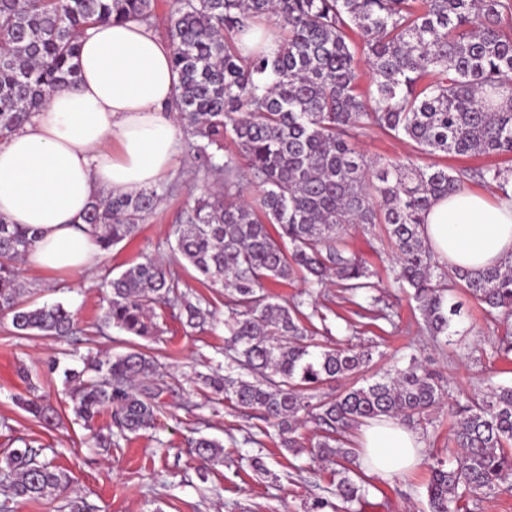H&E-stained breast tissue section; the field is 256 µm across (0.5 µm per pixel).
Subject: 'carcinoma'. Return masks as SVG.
<instances>
[{"mask_svg": "<svg viewBox=\"0 0 512 512\" xmlns=\"http://www.w3.org/2000/svg\"><path fill=\"white\" fill-rule=\"evenodd\" d=\"M155 0H0V137L29 121L56 87L73 85L78 41L96 23L137 20L153 26ZM265 41L245 55L238 36L260 23ZM171 66L179 84L170 104L187 135L196 173H224L173 227L174 254L204 287L222 288L228 334L224 374L203 377L216 400L259 413L292 449L306 423L321 428L312 455L336 466L334 500L315 497L305 512H353L368 489L349 467L346 434L381 416L420 425L448 401L457 456L424 459L428 512H471L512 473V386L491 383L477 397L452 396L410 354L360 386L346 381L372 361L368 347L321 343L326 321L311 288L332 281L356 297L375 288L374 273L347 248L352 224H381L391 246L394 284L416 303L423 330L448 338V282L482 306L489 321L512 319V256L483 270L438 263L423 237L431 204L471 181L509 198L512 167L422 166L415 156L368 157L354 142L374 129L427 156L512 153V0H173L168 14ZM369 71L360 82V63ZM236 149L224 152V140ZM174 186L95 199L86 215L101 250L134 237ZM35 240L0 217V319L16 336L62 339L76 333L72 312L35 304L17 262ZM299 275L309 289L283 304L270 283ZM102 324L130 336L165 332L164 312L204 328L216 311L202 294L180 288L157 258L109 283ZM161 363L136 346L64 368L74 414L87 425L103 413L100 448H119L155 427ZM341 390L321 396L325 385ZM49 427L55 409L36 395L17 398ZM0 458V486L12 500L53 503L72 477L19 439ZM200 460L224 462V444L198 436Z\"/></svg>", "mask_w": 512, "mask_h": 512, "instance_id": "1", "label": "carcinoma"}]
</instances>
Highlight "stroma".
Masks as SVG:
<instances>
[{
    "mask_svg": "<svg viewBox=\"0 0 512 512\" xmlns=\"http://www.w3.org/2000/svg\"><path fill=\"white\" fill-rule=\"evenodd\" d=\"M187 156H180L166 184L174 195L142 224L138 234L101 253L84 273L74 276L27 267L24 276L37 303L65 302L73 313L83 340L70 345L41 336H17L0 325V451L18 438L36 442L46 459L71 472L78 496L95 505L96 512H303L304 504L327 495L335 481L332 466L315 462L308 445L313 428L301 431L303 449L285 448L275 430L249 411L214 400L209 389L196 384V374L211 373L224 363L226 334L223 324L205 329L166 321L161 336L139 340L140 349L157 357L168 376L158 398L160 414L155 429L133 437L122 447L103 450L95 445L96 429L105 427L108 415L93 427L77 420L62 384L61 370L81 367L82 357L125 351L130 337L117 328L106 334L95 326L107 306L106 284L130 264L165 256L172 272L186 287L201 291V284L186 274L171 255L168 235L181 209L199 193ZM349 249L374 272L375 295L394 313L393 322L359 316L358 307L339 288H321L318 304L326 314L329 340L347 339L373 349L370 371L376 372L403 355L413 345L417 355L452 391L477 392L487 383L512 385V360L495 355L493 348L504 325L487 323L480 304L452 288V298L463 301L456 336L436 346L419 331L409 298L391 288L389 249L381 227L349 230ZM59 360V371H50V360ZM26 366L28 378L18 374ZM37 391L60 414L54 427H43L18 408L14 399ZM207 435L224 444L223 464L203 467L187 440ZM261 457L265 468L256 470L252 457ZM425 466L392 477L366 475L369 489L361 512H427Z\"/></svg>",
    "mask_w": 512,
    "mask_h": 512,
    "instance_id": "stroma-1",
    "label": "stroma"
}]
</instances>
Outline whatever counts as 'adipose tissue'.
<instances>
[{
    "instance_id": "obj_1",
    "label": "adipose tissue",
    "mask_w": 512,
    "mask_h": 512,
    "mask_svg": "<svg viewBox=\"0 0 512 512\" xmlns=\"http://www.w3.org/2000/svg\"><path fill=\"white\" fill-rule=\"evenodd\" d=\"M171 53L140 22L91 26L77 84L54 89L0 141V217L36 230L30 265L68 275L91 266L99 248L83 221L89 203L154 186L176 162ZM423 235L439 262L494 266L512 254V200L457 189L431 206ZM361 448L363 466L387 477L417 464L423 443L400 418L381 417L364 427Z\"/></svg>"
}]
</instances>
